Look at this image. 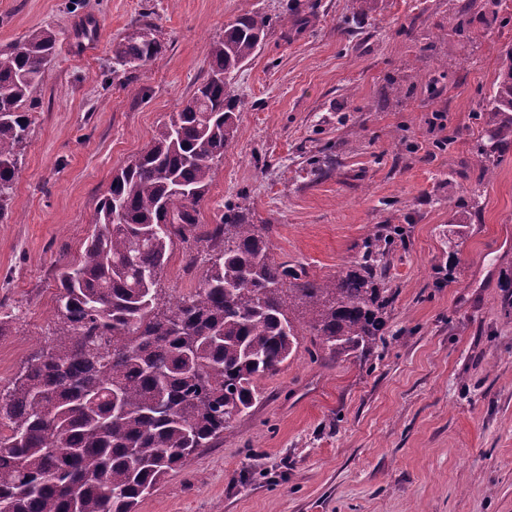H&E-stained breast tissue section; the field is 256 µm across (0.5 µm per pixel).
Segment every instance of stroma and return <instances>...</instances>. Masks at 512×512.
Returning a JSON list of instances; mask_svg holds the SVG:
<instances>
[{"mask_svg":"<svg viewBox=\"0 0 512 512\" xmlns=\"http://www.w3.org/2000/svg\"><path fill=\"white\" fill-rule=\"evenodd\" d=\"M470 2L473 41L454 31ZM270 26L236 76L241 117L199 205V228L246 196L272 258L307 280L402 228L378 281L384 345L313 360L310 337L137 512H512V148L474 155L482 105L512 49V0H0V46L55 32L34 93L9 213L0 219V389L51 341L57 275L77 260L112 173L152 141L209 72L208 45L246 12ZM148 15L164 45L130 76L112 44ZM332 154L314 180L309 160ZM204 251L176 245L166 301L199 288Z\"/></svg>","mask_w":512,"mask_h":512,"instance_id":"stroma-1","label":"stroma"}]
</instances>
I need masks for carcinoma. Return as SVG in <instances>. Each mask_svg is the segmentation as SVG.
I'll return each mask as SVG.
<instances>
[{"mask_svg":"<svg viewBox=\"0 0 512 512\" xmlns=\"http://www.w3.org/2000/svg\"><path fill=\"white\" fill-rule=\"evenodd\" d=\"M271 18L250 12L209 44V75L152 144L118 170L98 202L80 259L58 275L56 341L0 393V512H135L171 471L211 447L261 397L259 380L313 336V355L363 354L384 342L392 297L377 286L395 237L374 230L355 268L321 282L276 263L243 197L202 234L211 251L196 292L162 303L175 240L199 224L214 165L237 131L235 77L263 45ZM56 35L36 29L0 48V220L8 215L30 127L28 107ZM138 21L112 47V73L158 59ZM487 112L488 173L512 143V64Z\"/></svg>","mask_w":512,"mask_h":512,"instance_id":"1","label":"carcinoma"}]
</instances>
